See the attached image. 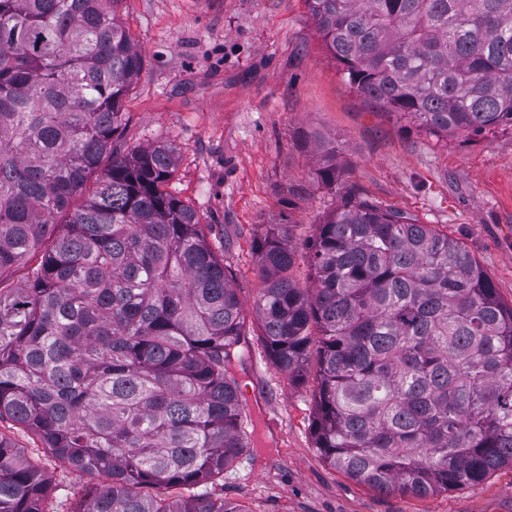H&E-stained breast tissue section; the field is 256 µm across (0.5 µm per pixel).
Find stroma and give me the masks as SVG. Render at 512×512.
I'll use <instances>...</instances> for the list:
<instances>
[{
	"instance_id": "35a3bbf8",
	"label": "stroma",
	"mask_w": 512,
	"mask_h": 512,
	"mask_svg": "<svg viewBox=\"0 0 512 512\" xmlns=\"http://www.w3.org/2000/svg\"><path fill=\"white\" fill-rule=\"evenodd\" d=\"M117 11L143 58L124 99L120 147H174L165 189L197 212L245 315L241 388L257 448L212 492L243 512H512L508 466L426 497L385 494L334 470L314 442L313 375L291 380L260 343L250 253L265 225H290L293 276L312 286L316 226L340 203L311 178L320 141L331 140L342 149L346 182L461 241L511 304L512 131L438 140L389 119L350 89L304 0H120ZM291 185L298 195L289 196ZM0 432L40 459L57 512H72L90 479L61 467L12 422L0 421Z\"/></svg>"
}]
</instances>
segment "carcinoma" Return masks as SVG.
Returning <instances> with one entry per match:
<instances>
[{
	"mask_svg": "<svg viewBox=\"0 0 512 512\" xmlns=\"http://www.w3.org/2000/svg\"><path fill=\"white\" fill-rule=\"evenodd\" d=\"M118 2L0 0V421L101 479L73 512H245L208 489L255 447L241 302L165 190L175 149L118 147L142 70ZM305 4L352 91L396 120L512 129V0ZM321 154L313 178L342 203L317 224L314 287L292 275L289 225L251 246L268 358L300 379L316 352L315 447L416 497L512 466V305L462 242L360 196L336 145ZM50 490L0 432V512H54Z\"/></svg>",
	"mask_w": 512,
	"mask_h": 512,
	"instance_id": "obj_1",
	"label": "carcinoma"
}]
</instances>
